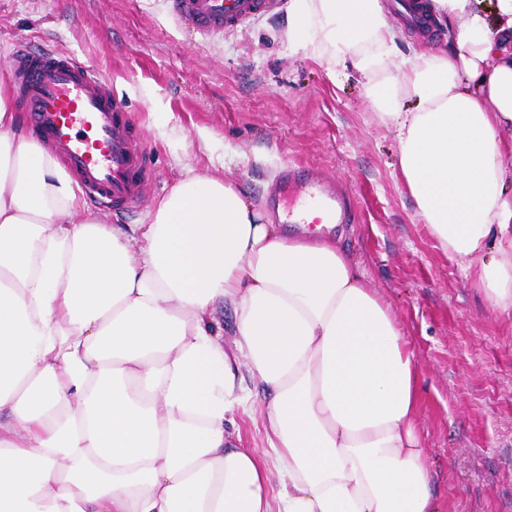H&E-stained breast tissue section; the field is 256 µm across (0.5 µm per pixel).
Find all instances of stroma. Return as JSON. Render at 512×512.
Segmentation results:
<instances>
[{"mask_svg":"<svg viewBox=\"0 0 512 512\" xmlns=\"http://www.w3.org/2000/svg\"><path fill=\"white\" fill-rule=\"evenodd\" d=\"M291 0L201 40L164 0H0V89L10 90L15 42L84 61L123 99L152 164L137 213L82 197L80 218L147 223L185 170L230 176L265 212L285 167L319 174L344 200L341 246L390 306L419 363L417 425L441 512H512V312L496 308L420 218L353 69L329 73L294 52ZM242 385L252 409L237 419L243 448L263 454L266 392Z\"/></svg>","mask_w":512,"mask_h":512,"instance_id":"1","label":"stroma"}]
</instances>
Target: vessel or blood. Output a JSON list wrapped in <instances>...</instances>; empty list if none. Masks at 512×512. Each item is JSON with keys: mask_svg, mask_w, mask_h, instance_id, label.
Wrapping results in <instances>:
<instances>
[{"mask_svg": "<svg viewBox=\"0 0 512 512\" xmlns=\"http://www.w3.org/2000/svg\"><path fill=\"white\" fill-rule=\"evenodd\" d=\"M166 2L180 23L204 37L223 34L266 6L265 0ZM11 82L29 124L86 195L115 212H135L151 162L110 83L77 59L58 55L47 46L17 50ZM298 188L318 203L329 223H343L346 212L335 190L321 178L311 177Z\"/></svg>", "mask_w": 512, "mask_h": 512, "instance_id": "vessel-or-blood-1", "label": "vessel or blood"}]
</instances>
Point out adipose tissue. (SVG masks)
Here are the masks:
<instances>
[{"label":"adipose tissue","instance_id":"ef3b65f1","mask_svg":"<svg viewBox=\"0 0 512 512\" xmlns=\"http://www.w3.org/2000/svg\"><path fill=\"white\" fill-rule=\"evenodd\" d=\"M427 11L454 36L399 67L382 0H293L289 36L359 74L420 217L468 265L512 244V0ZM78 211L0 92V512H438L415 352L334 239L190 172L148 223ZM479 282L512 310V247ZM243 369L268 394L261 456L234 445ZM293 214V211H289L286 213V215L283 216L281 222L288 228L289 235H291V232L297 236L300 237H310V236H326L328 234H335V231H338L339 229H328L326 225H322L320 229H317V226L320 224H299L302 220V216L299 214L295 218H290ZM292 224V225H291Z\"/></svg>","mask_w":512,"mask_h":512}]
</instances>
